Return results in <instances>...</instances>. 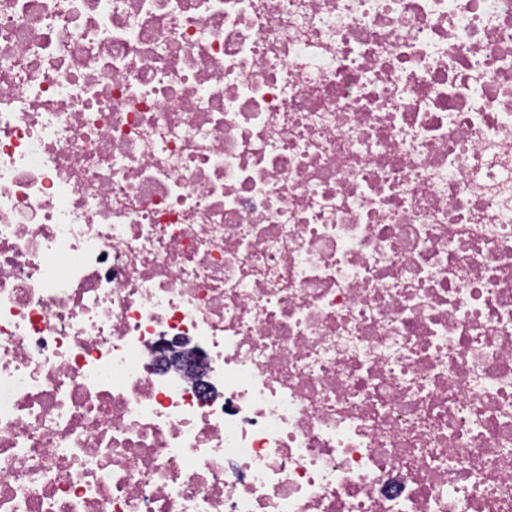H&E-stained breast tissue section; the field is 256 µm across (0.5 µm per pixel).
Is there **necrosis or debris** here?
<instances>
[{"instance_id":"4bbe7bcc","label":"necrosis or debris","mask_w":512,"mask_h":512,"mask_svg":"<svg viewBox=\"0 0 512 512\" xmlns=\"http://www.w3.org/2000/svg\"><path fill=\"white\" fill-rule=\"evenodd\" d=\"M0 512H512V0H0ZM188 345L187 342L161 340L158 343L161 359L155 365L167 372L173 371L190 377L197 389L207 393L210 386L206 373L201 368L205 355L198 347H188Z\"/></svg>"}]
</instances>
